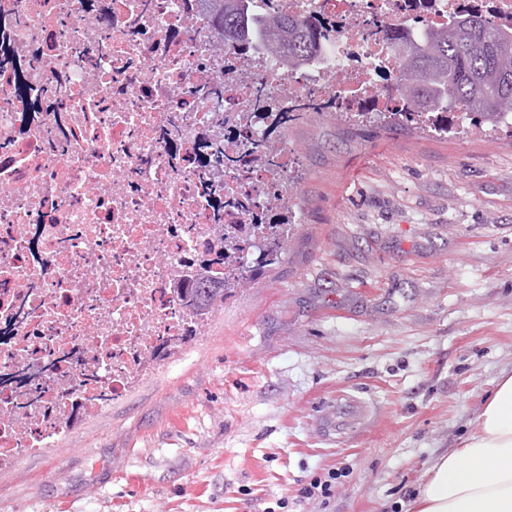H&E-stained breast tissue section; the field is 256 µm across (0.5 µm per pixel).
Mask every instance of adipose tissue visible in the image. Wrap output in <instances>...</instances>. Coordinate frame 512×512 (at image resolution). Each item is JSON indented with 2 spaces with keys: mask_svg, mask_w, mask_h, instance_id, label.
Masks as SVG:
<instances>
[{
  "mask_svg": "<svg viewBox=\"0 0 512 512\" xmlns=\"http://www.w3.org/2000/svg\"><path fill=\"white\" fill-rule=\"evenodd\" d=\"M414 506L415 512H512V373L487 398L469 438L431 466Z\"/></svg>",
  "mask_w": 512,
  "mask_h": 512,
  "instance_id": "ef3b65f1",
  "label": "adipose tissue"
}]
</instances>
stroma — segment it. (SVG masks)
<instances>
[{
	"label": "stroma",
	"instance_id": "1",
	"mask_svg": "<svg viewBox=\"0 0 512 512\" xmlns=\"http://www.w3.org/2000/svg\"><path fill=\"white\" fill-rule=\"evenodd\" d=\"M286 257L100 414L0 469V512H413L512 372V137L291 124ZM339 472L331 498L302 499ZM336 471L327 472V476H313L312 479L300 489L301 497L312 498L314 496L324 499L333 496V488L336 487Z\"/></svg>",
	"mask_w": 512,
	"mask_h": 512
}]
</instances>
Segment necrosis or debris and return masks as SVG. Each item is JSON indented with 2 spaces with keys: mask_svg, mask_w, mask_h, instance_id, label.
I'll use <instances>...</instances> for the list:
<instances>
[{
  "mask_svg": "<svg viewBox=\"0 0 512 512\" xmlns=\"http://www.w3.org/2000/svg\"><path fill=\"white\" fill-rule=\"evenodd\" d=\"M194 3L0 0V466L120 398L162 340L185 334L190 312L170 285L216 221L249 242L225 254L229 280L269 245L257 218L287 208L288 240L296 156L267 137L258 86L274 93L273 114L335 98L387 112L376 85L388 49L373 18L440 24L466 10L512 25V0H274L333 32L324 58L292 80L266 54L213 52ZM209 81L220 104L198 94ZM228 113L266 147L243 182L198 164L206 142L246 153ZM241 195L249 210L227 207Z\"/></svg>",
  "mask_w": 512,
  "mask_h": 512,
  "instance_id": "obj_1",
  "label": "necrosis or debris"
}]
</instances>
